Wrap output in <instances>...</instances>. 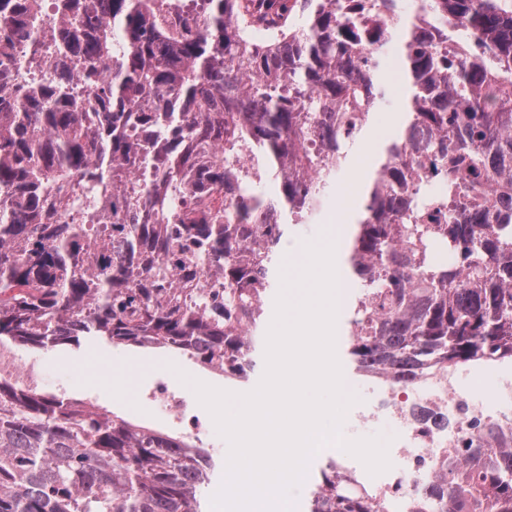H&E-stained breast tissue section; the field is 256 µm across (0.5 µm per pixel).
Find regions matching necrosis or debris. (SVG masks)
Wrapping results in <instances>:
<instances>
[{
    "label": "necrosis or debris",
    "instance_id": "1",
    "mask_svg": "<svg viewBox=\"0 0 512 512\" xmlns=\"http://www.w3.org/2000/svg\"><path fill=\"white\" fill-rule=\"evenodd\" d=\"M41 52L31 57V41ZM54 45L47 29L35 37L16 36L15 61L0 64V85L38 86L50 78ZM371 381L369 403L359 406L360 424L382 420L396 425L405 437L402 447L390 449V467L378 475L360 471L350 481L365 491L381 512H439L426 489L437 476L461 468L480 470L482 460L473 458L471 448L512 447V362H502L489 378L480 367L462 364L420 372L408 382L376 370L366 373ZM166 428L190 443H198L210 433L213 421L185 394L166 381H157L147 394ZM431 412L434 422L424 424L416 411Z\"/></svg>",
    "mask_w": 512,
    "mask_h": 512
}]
</instances>
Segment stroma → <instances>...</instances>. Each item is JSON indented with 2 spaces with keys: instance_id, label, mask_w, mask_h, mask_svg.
Instances as JSON below:
<instances>
[{
  "instance_id": "35a3bbf8",
  "label": "stroma",
  "mask_w": 512,
  "mask_h": 512,
  "mask_svg": "<svg viewBox=\"0 0 512 512\" xmlns=\"http://www.w3.org/2000/svg\"><path fill=\"white\" fill-rule=\"evenodd\" d=\"M366 139V132H361L347 141V163L337 175L335 185L323 195L318 211L310 220L289 225L286 233L289 245L322 239L329 225L338 223L340 216L350 214V207L339 206L337 198L342 190L355 189L357 170L373 165L374 158L367 151ZM0 350L16 351L25 361L43 364L45 370L39 384L43 393L80 400L127 420L155 419L156 409L142 399L141 391L156 379H166L176 386L180 383L178 375L183 372L207 384L213 381L206 368L170 351L115 347L93 341L83 342L78 348L61 346L48 353L20 351L8 342L0 344ZM332 461L342 470L360 464L359 459L351 455L338 459L328 453L315 455L309 464L306 481L293 493L296 512H306L312 491Z\"/></svg>"
}]
</instances>
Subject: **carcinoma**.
I'll return each instance as SVG.
<instances>
[{
    "label": "carcinoma",
    "instance_id": "1",
    "mask_svg": "<svg viewBox=\"0 0 512 512\" xmlns=\"http://www.w3.org/2000/svg\"><path fill=\"white\" fill-rule=\"evenodd\" d=\"M202 2V28L189 16L169 36L150 27L156 0H64L61 58L41 100L0 86V341L47 350L93 338L249 375L286 219L313 216L347 162L344 132L395 91L406 124L378 162L348 257L361 288L349 354L405 381L426 366L512 359V207L450 203L448 223L421 224L405 191L426 175L408 147L426 148L433 172L468 193L485 191V177L512 179V0H413L406 16L403 0ZM422 13L475 36L472 53L432 47ZM18 17L44 25L29 0H0V63ZM250 17L283 22L281 43L252 48ZM382 19L401 25L392 70L366 58ZM109 58L89 123L68 89L98 84ZM223 132L224 157L212 159ZM242 151L257 177L233 164ZM325 158L314 186L290 172ZM137 160L152 178L103 199L99 188ZM266 182L273 193L257 192ZM78 187L81 223H54L61 194ZM206 201L213 223L198 224L193 207ZM269 202L278 223H254ZM203 276L215 287H196ZM212 468L180 440L0 382V512H203ZM469 492L489 499L487 512H512V449ZM459 493L443 477L428 490L442 512ZM310 512L377 510L332 474Z\"/></svg>",
    "mask_w": 512,
    "mask_h": 512
}]
</instances>
